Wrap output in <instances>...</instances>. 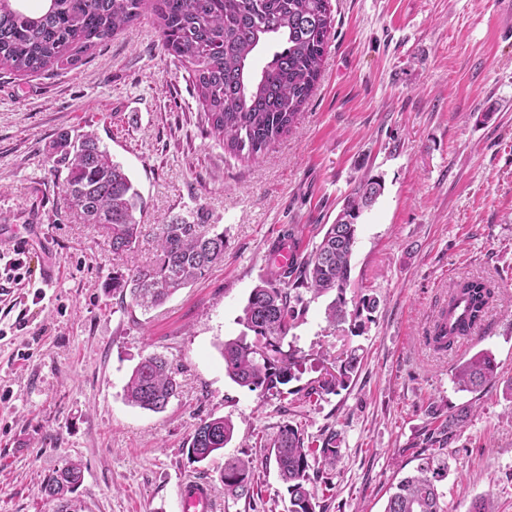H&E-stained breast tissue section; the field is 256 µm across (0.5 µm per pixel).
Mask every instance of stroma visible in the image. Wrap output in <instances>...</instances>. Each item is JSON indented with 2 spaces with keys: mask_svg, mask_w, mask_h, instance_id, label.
I'll use <instances>...</instances> for the list:
<instances>
[{
  "mask_svg": "<svg viewBox=\"0 0 512 512\" xmlns=\"http://www.w3.org/2000/svg\"><path fill=\"white\" fill-rule=\"evenodd\" d=\"M322 74L269 158L252 162L207 137L188 64L165 52L145 16L74 63L37 73L0 67V512H53L45 481L83 468L86 512H178L181 483H212L228 457L262 460L279 428L311 445L341 437L334 471L313 478L323 512H384L411 472L432 410L472 403L447 445L448 512L489 498L512 512V7L505 0H331ZM95 132L141 192L146 231L115 254L102 231L65 209L49 172L59 132ZM384 191L359 220L347 299L373 295L363 335L330 327V296L309 299L288 340L308 356L298 380L265 398L224 372L220 345L240 335L250 292L285 231L301 254L334 223L360 178ZM220 225L224 260L150 311L107 288L113 271L152 264L160 224ZM24 239L28 274L4 260ZM480 277L499 293L482 328L453 350L426 331L454 282ZM362 347L349 385L303 389ZM490 351L499 381L458 390L457 364ZM180 374L165 411L127 403L132 368L150 352ZM232 421L222 454L195 463L187 445L210 417ZM259 494L221 512H288L275 468H257Z\"/></svg>",
  "mask_w": 512,
  "mask_h": 512,
  "instance_id": "35a3bbf8",
  "label": "stroma"
}]
</instances>
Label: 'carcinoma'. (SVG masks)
<instances>
[{
  "label": "carcinoma",
  "mask_w": 512,
  "mask_h": 512,
  "mask_svg": "<svg viewBox=\"0 0 512 512\" xmlns=\"http://www.w3.org/2000/svg\"><path fill=\"white\" fill-rule=\"evenodd\" d=\"M154 17L163 49L192 66L194 87L207 116L208 134L235 154L251 160L267 157L281 135L291 130L297 113L317 83L330 38V0H43L37 10L24 0H0V65L18 72H38L64 59L78 57L124 31L142 15ZM284 45L261 70L253 68L262 46ZM51 174L63 177V200L86 224L99 225L114 253L129 251L144 228V200L123 166L90 132L78 138L61 133L49 153ZM377 176L356 182L344 198L335 223L308 255L294 257L288 267L271 268L251 291L244 330L224 341L225 373L235 383L263 397L281 394L297 379L305 356L286 342L304 315L306 304L291 289L305 288L315 297L333 293L326 308L332 326L349 324L359 336L378 307L364 295L350 303L351 258L356 226L363 212L383 192ZM157 259L128 272H112V293L145 311L163 304L177 290L203 277L224 260V231L217 224L175 218L159 227ZM498 286L466 278L450 288L427 342L436 351L452 348L472 335L484 321ZM360 355L345 354L336 373L314 381L307 396L334 393L358 368ZM179 369L151 352L131 371L126 401L153 412L163 411L179 395ZM492 354L480 350L456 367L454 381L462 391L477 393L495 382ZM471 405L448 414L438 427L435 447L417 454L413 472L389 495L384 512H447L440 483L448 477L445 449L450 436L465 426ZM234 427L222 417L201 421L188 446L194 462H202L231 441ZM340 435L332 431L317 448L291 425L282 426L271 442L266 465H274L289 494L288 512H316L310 470L336 468ZM255 465L250 459L229 458L217 480L224 497L254 496ZM80 465L70 463L49 479L47 498L56 512H82L67 498L81 482Z\"/></svg>",
  "instance_id": "carcinoma-1"
}]
</instances>
